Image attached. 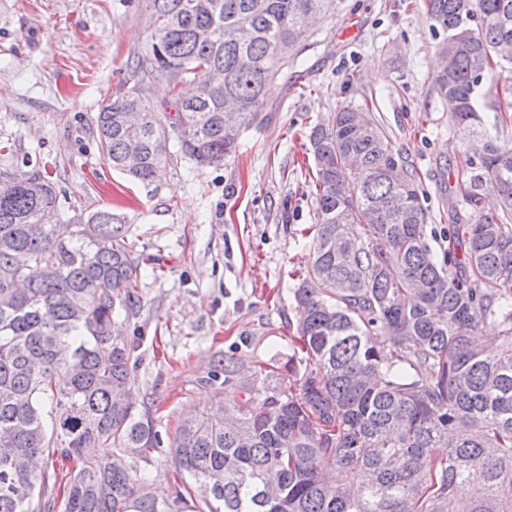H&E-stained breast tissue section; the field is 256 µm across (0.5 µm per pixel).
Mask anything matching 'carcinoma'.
Here are the masks:
<instances>
[{
	"mask_svg": "<svg viewBox=\"0 0 512 512\" xmlns=\"http://www.w3.org/2000/svg\"><path fill=\"white\" fill-rule=\"evenodd\" d=\"M440 62L431 92L483 153L453 171L448 249L366 106L308 136L315 223L293 297L288 376L216 353L197 380L212 405L169 448L181 482L151 491L164 440L130 382L142 259L110 209L67 223L49 172L0 169V512H55L53 458L74 463L61 512H512V102L480 94L512 71V0H425ZM134 85L94 133L144 186L170 141L200 167L234 156L267 84L336 0H149ZM194 83L153 111L139 87ZM503 86V85H501ZM504 97L512 87L503 86ZM495 321L486 353L479 328Z\"/></svg>",
	"mask_w": 512,
	"mask_h": 512,
	"instance_id": "cac0c4a2",
	"label": "carcinoma"
}]
</instances>
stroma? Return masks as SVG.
Here are the masks:
<instances>
[{
  "instance_id": "35a3bbf8",
  "label": "stroma",
  "mask_w": 512,
  "mask_h": 512,
  "mask_svg": "<svg viewBox=\"0 0 512 512\" xmlns=\"http://www.w3.org/2000/svg\"><path fill=\"white\" fill-rule=\"evenodd\" d=\"M146 19L147 0H0V140L14 145L12 168L47 164L63 219L109 208L130 224L143 260L132 376L169 442L180 418L210 405L197 379L215 353L250 366L289 352L302 231L315 221L311 127L373 98L440 229L449 167L465 157L430 93L441 36L423 0H337L297 66L267 86L264 122L242 131L224 166L200 169L174 151L156 182L131 185L92 128L105 99L135 82Z\"/></svg>"
}]
</instances>
